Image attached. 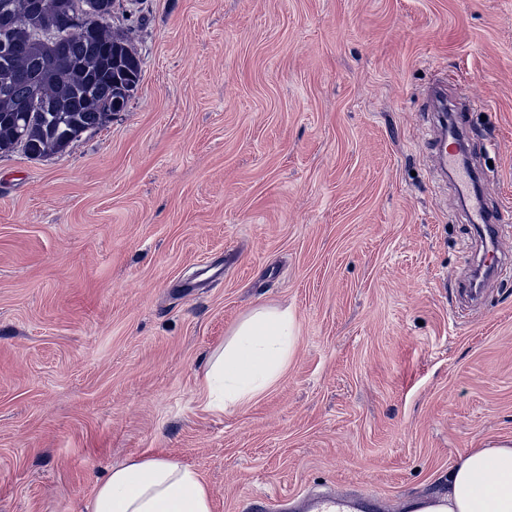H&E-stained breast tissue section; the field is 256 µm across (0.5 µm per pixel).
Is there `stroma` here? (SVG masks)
Wrapping results in <instances>:
<instances>
[{"label":"stroma","mask_w":512,"mask_h":512,"mask_svg":"<svg viewBox=\"0 0 512 512\" xmlns=\"http://www.w3.org/2000/svg\"><path fill=\"white\" fill-rule=\"evenodd\" d=\"M124 111L64 154H0V512H86L112 466L195 469L212 512L315 494L398 505L512 439V268L428 158L440 74L512 208V0H138ZM281 378L223 411L204 374L255 307ZM447 78L438 79L428 90L421 112H439L441 103L447 102Z\"/></svg>","instance_id":"1"}]
</instances>
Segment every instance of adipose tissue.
<instances>
[{
    "instance_id": "1",
    "label": "adipose tissue",
    "mask_w": 512,
    "mask_h": 512,
    "mask_svg": "<svg viewBox=\"0 0 512 512\" xmlns=\"http://www.w3.org/2000/svg\"><path fill=\"white\" fill-rule=\"evenodd\" d=\"M297 343L288 309L260 306L246 314L223 350L209 362L205 386L212 408L258 397L280 378ZM443 502L410 512H512V440L474 448L448 471ZM87 512H211L210 495L194 469L145 456L108 472L94 488Z\"/></svg>"
}]
</instances>
